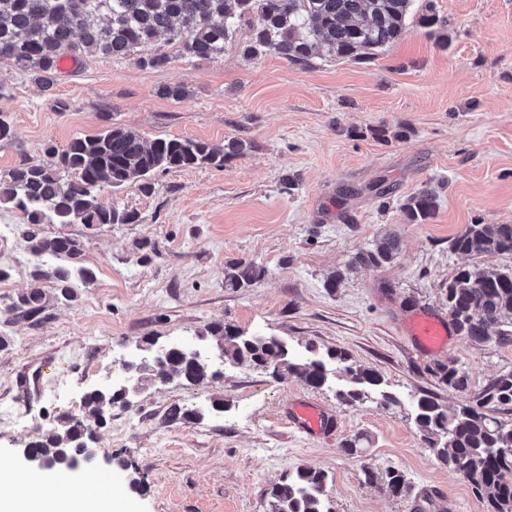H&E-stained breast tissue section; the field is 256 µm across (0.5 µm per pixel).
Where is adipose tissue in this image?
Masks as SVG:
<instances>
[{"label":"adipose tissue","mask_w":512,"mask_h":512,"mask_svg":"<svg viewBox=\"0 0 512 512\" xmlns=\"http://www.w3.org/2000/svg\"><path fill=\"white\" fill-rule=\"evenodd\" d=\"M55 491L45 495L39 478H19L11 465L0 461V512H129L131 507L120 487L77 484L59 476Z\"/></svg>","instance_id":"obj_1"}]
</instances>
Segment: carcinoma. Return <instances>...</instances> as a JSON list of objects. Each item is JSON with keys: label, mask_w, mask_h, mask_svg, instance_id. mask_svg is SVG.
Segmentation results:
<instances>
[{"label": "carcinoma", "mask_w": 512, "mask_h": 512, "mask_svg": "<svg viewBox=\"0 0 512 512\" xmlns=\"http://www.w3.org/2000/svg\"><path fill=\"white\" fill-rule=\"evenodd\" d=\"M417 17L427 34L445 28L432 0H0V58L12 61L23 73L54 75L59 61L70 57L78 63L88 54L135 58L157 72L167 70L175 57L151 52L149 47L163 35L179 47V54L203 60L224 54L238 28L247 25L251 38L243 49L248 57L273 53L292 64L305 65L313 51L324 49L330 57L360 62L399 41ZM247 148L244 139L224 146L191 138H157L146 143L136 131L106 126L95 135L72 139L65 151L50 154L42 164L21 163L0 174V205L10 206L27 217L29 252L52 256L62 263L48 270L35 267L33 280L49 279L58 296L75 298L74 280L85 282L93 273L77 268L81 243L68 236L47 238L41 224H133L135 213L102 201V192L114 191L132 181H143L158 171L186 167H224V162ZM438 208V193L425 188L408 197L402 209L409 222L421 224ZM449 251L461 255H512V224L475 222L451 238ZM398 240L391 236L361 251L357 260L382 266L391 262ZM254 262H236L224 270L227 288H248L264 276ZM443 300L448 322L468 341L481 344L496 338L512 345V267L473 265L459 268L448 280ZM12 309L20 317L40 320L45 312L43 290L34 286L17 295ZM220 337L218 360L206 358L190 347H179L167 356L153 351L130 364L136 386L142 382L166 384L180 380L199 383L224 368L248 365L256 369L282 366L310 387L328 382L327 362L344 365L346 384L337 391L344 402L355 404L371 397L380 384L378 373L346 364L347 353L329 349L326 356L290 355L288 344L272 335H245L227 324L207 328ZM438 382L460 394L461 404L448 409L435 397L424 394L413 405L414 423L422 440L437 459L462 472L482 499L486 512H512V421L495 415L496 409L512 406V369L501 373L476 395L470 393L468 375L453 364L432 369ZM126 389L98 390L84 396L83 417L63 418L45 430L30 447L47 465L67 472L96 465L88 439L89 424L105 418L112 405L124 403ZM202 410L174 404L167 410L170 421H193ZM370 438L357 434L341 443L343 455L360 456ZM383 484L396 497H407L412 488L405 474L387 468ZM326 473L299 468L269 490L270 512H329L325 504Z\"/></svg>", "instance_id": "obj_1"}]
</instances>
